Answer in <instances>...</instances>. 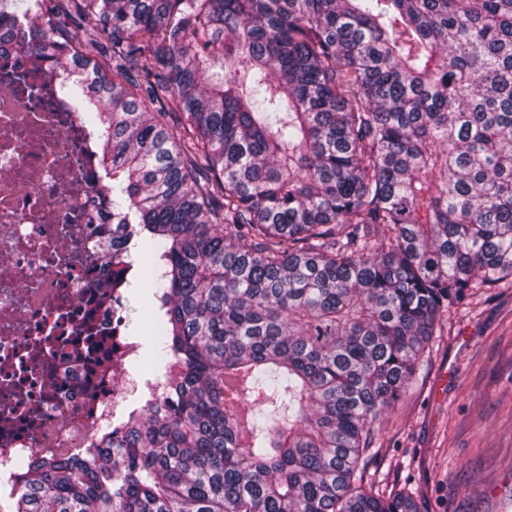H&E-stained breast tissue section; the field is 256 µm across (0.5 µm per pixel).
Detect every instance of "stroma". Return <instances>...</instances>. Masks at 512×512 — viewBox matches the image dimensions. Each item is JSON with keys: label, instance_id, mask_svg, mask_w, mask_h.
I'll use <instances>...</instances> for the list:
<instances>
[{"label": "stroma", "instance_id": "35a3bbf8", "mask_svg": "<svg viewBox=\"0 0 512 512\" xmlns=\"http://www.w3.org/2000/svg\"><path fill=\"white\" fill-rule=\"evenodd\" d=\"M376 442L367 479L425 512H512V288L449 313Z\"/></svg>", "mask_w": 512, "mask_h": 512}]
</instances>
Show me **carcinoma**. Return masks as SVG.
Masks as SVG:
<instances>
[{"instance_id": "obj_1", "label": "carcinoma", "mask_w": 512, "mask_h": 512, "mask_svg": "<svg viewBox=\"0 0 512 512\" xmlns=\"http://www.w3.org/2000/svg\"><path fill=\"white\" fill-rule=\"evenodd\" d=\"M2 39L105 124L166 390L0 512H420L363 471L512 286V0H0Z\"/></svg>"}]
</instances>
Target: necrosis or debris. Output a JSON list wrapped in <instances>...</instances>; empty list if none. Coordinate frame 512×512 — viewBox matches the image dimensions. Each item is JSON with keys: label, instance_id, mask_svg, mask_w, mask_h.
<instances>
[{"label": "necrosis or debris", "instance_id": "necrosis-or-debris-1", "mask_svg": "<svg viewBox=\"0 0 512 512\" xmlns=\"http://www.w3.org/2000/svg\"><path fill=\"white\" fill-rule=\"evenodd\" d=\"M0 500L21 463L102 444L134 410L126 362L128 279L114 259L102 147L84 113L57 94V72L11 52L0 66Z\"/></svg>", "mask_w": 512, "mask_h": 512}]
</instances>
